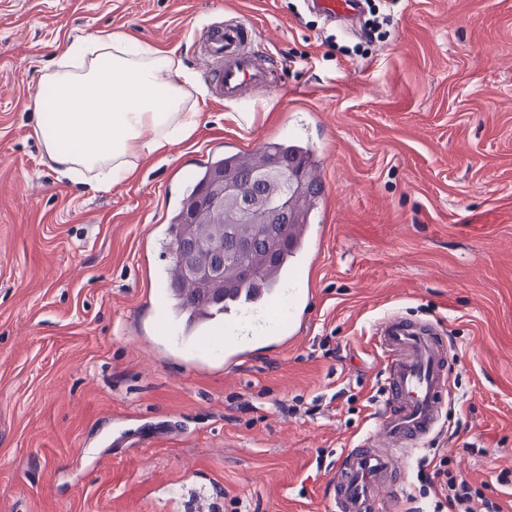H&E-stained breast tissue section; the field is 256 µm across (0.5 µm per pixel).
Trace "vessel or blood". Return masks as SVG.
I'll list each match as a JSON object with an SVG mask.
<instances>
[{
    "mask_svg": "<svg viewBox=\"0 0 512 512\" xmlns=\"http://www.w3.org/2000/svg\"><path fill=\"white\" fill-rule=\"evenodd\" d=\"M359 2L316 0L320 12L331 19L356 17ZM207 53L221 61L210 70L209 79L225 101H237L247 92L267 88L281 75L276 58L252 28L234 25L213 30ZM291 294L287 279L282 278L275 288L256 290L228 302L223 318L216 321L223 332L211 338L223 349L225 364L250 355L257 340L288 345L282 325L294 319L288 304ZM376 334L392 355L386 378L389 409L359 445L340 455L329 479L338 512H392L396 497L392 475L397 461L408 454L410 446L435 433L444 405L450 356L436 332L390 316L377 325Z\"/></svg>",
    "mask_w": 512,
    "mask_h": 512,
    "instance_id": "vessel-or-blood-1",
    "label": "vessel or blood"
}]
</instances>
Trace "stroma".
Returning <instances> with one entry per match:
<instances>
[{
    "label": "stroma",
    "instance_id": "35a3bbf8",
    "mask_svg": "<svg viewBox=\"0 0 512 512\" xmlns=\"http://www.w3.org/2000/svg\"><path fill=\"white\" fill-rule=\"evenodd\" d=\"M221 23L265 36L281 85L195 100V132L110 189L57 171L30 112L71 40L120 29L204 84ZM388 30L359 57L363 21L306 0H0V512H193L195 492L209 512H333L337 458L387 402L393 314L453 360L395 512H431L436 455L512 512V0H398ZM288 139L324 186L306 321L228 368L158 320L161 239L200 163Z\"/></svg>",
    "mask_w": 512,
    "mask_h": 512
}]
</instances>
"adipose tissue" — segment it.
<instances>
[{
    "mask_svg": "<svg viewBox=\"0 0 512 512\" xmlns=\"http://www.w3.org/2000/svg\"><path fill=\"white\" fill-rule=\"evenodd\" d=\"M44 84L49 95H36L32 107L46 156L101 188L132 175L137 159L187 138L200 114L186 100L207 93L175 51L124 31L72 40Z\"/></svg>",
    "mask_w": 512,
    "mask_h": 512,
    "instance_id": "obj_1",
    "label": "adipose tissue"
}]
</instances>
